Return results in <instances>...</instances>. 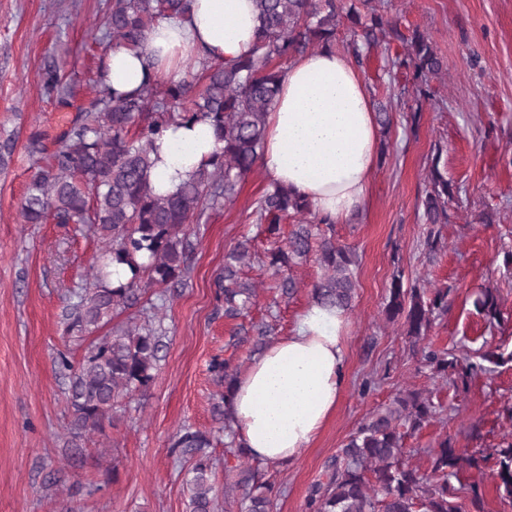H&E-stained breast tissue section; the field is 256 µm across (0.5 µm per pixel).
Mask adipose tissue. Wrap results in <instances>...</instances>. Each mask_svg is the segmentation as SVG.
Instances as JSON below:
<instances>
[{"mask_svg":"<svg viewBox=\"0 0 512 512\" xmlns=\"http://www.w3.org/2000/svg\"><path fill=\"white\" fill-rule=\"evenodd\" d=\"M258 26L253 0H193L189 18L163 17L145 33V52L111 47L103 58L107 84L140 86L145 74L167 80L208 48L232 61L252 52ZM380 127L362 75L336 50L296 57L266 115L262 170L269 183L309 201L327 222L343 223L369 201L379 161ZM150 180L176 193L218 147L202 118L173 124L155 139ZM347 320L343 311L310 303L287 335L240 374L228 415L237 443L263 463L292 464L312 445L336 410L346 379Z\"/></svg>","mask_w":512,"mask_h":512,"instance_id":"adipose-tissue-1","label":"adipose tissue"}]
</instances>
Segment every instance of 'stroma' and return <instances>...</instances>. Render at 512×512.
Listing matches in <instances>:
<instances>
[{"label":"stroma","mask_w":512,"mask_h":512,"mask_svg":"<svg viewBox=\"0 0 512 512\" xmlns=\"http://www.w3.org/2000/svg\"><path fill=\"white\" fill-rule=\"evenodd\" d=\"M104 10L105 0H0V141L16 137L8 165L0 167V512H190V465L171 449L185 425L211 433L216 484L236 479L223 467L224 417L216 405L224 385L208 368L237 327L216 299L225 253L245 236L257 252L269 247L254 214L268 186L258 168L233 203L193 225L187 284L146 289L137 305L93 331L98 339L148 316L161 323L162 348L144 395L116 407L100 429L70 436L68 381L55 361L64 352L79 362L87 347L64 330L79 294L94 285L92 262L104 241L79 224L23 223L21 207L32 174L27 138L38 131L54 147L89 96L103 53L97 38ZM381 12L402 37L374 48L361 72L371 101L387 104L392 124L369 205L336 227L339 241L358 256L347 379L335 414L294 464H259L278 490L273 512H308L309 490L325 463L401 390L430 392L440 406L407 441L416 465L426 466V449L445 437L458 448L512 440V0H387ZM416 32L444 68L430 80L433 97L423 101L414 126V102L402 92L406 74L391 60L406 54L405 40ZM50 63L75 87L70 105L43 89ZM435 155L460 204L439 227L445 251L431 255L420 201ZM487 213L493 223H481ZM399 269L409 283L448 292V313L429 331L433 348L461 357L493 350L509 362L488 364L458 389L420 368L402 325L382 313ZM296 274L300 288L280 301L266 267L245 268L258 288L250 322L287 334L311 299L318 268L310 261ZM481 288L493 291L507 322L492 324L477 312L473 299ZM367 378L375 386L365 393L360 385Z\"/></svg>","instance_id":"stroma-1"}]
</instances>
